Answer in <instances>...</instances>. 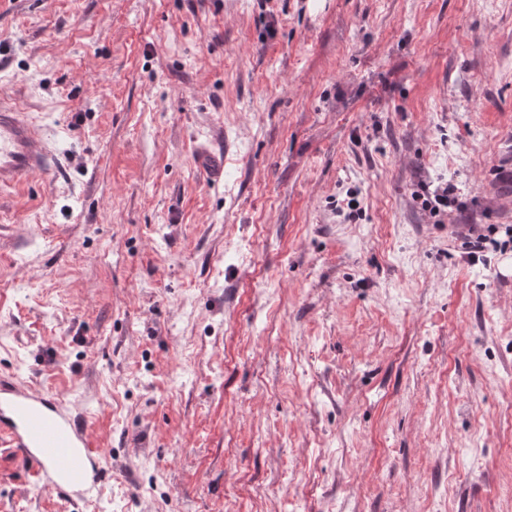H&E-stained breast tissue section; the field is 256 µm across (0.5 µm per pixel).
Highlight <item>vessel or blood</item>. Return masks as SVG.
<instances>
[{
    "instance_id": "b4317fda",
    "label": "vessel or blood",
    "mask_w": 512,
    "mask_h": 512,
    "mask_svg": "<svg viewBox=\"0 0 512 512\" xmlns=\"http://www.w3.org/2000/svg\"><path fill=\"white\" fill-rule=\"evenodd\" d=\"M51 158L38 128L0 103V188L47 174ZM0 443L34 467L39 486L90 499L102 481L101 454L80 409L61 396L0 378Z\"/></svg>"
}]
</instances>
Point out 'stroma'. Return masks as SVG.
Wrapping results in <instances>:
<instances>
[{
  "label": "stroma",
  "mask_w": 512,
  "mask_h": 512,
  "mask_svg": "<svg viewBox=\"0 0 512 512\" xmlns=\"http://www.w3.org/2000/svg\"><path fill=\"white\" fill-rule=\"evenodd\" d=\"M0 101V373L105 475L0 512H512V0H0ZM51 157L41 145L39 129L16 107L0 102V188L45 175Z\"/></svg>",
  "instance_id": "stroma-1"
}]
</instances>
